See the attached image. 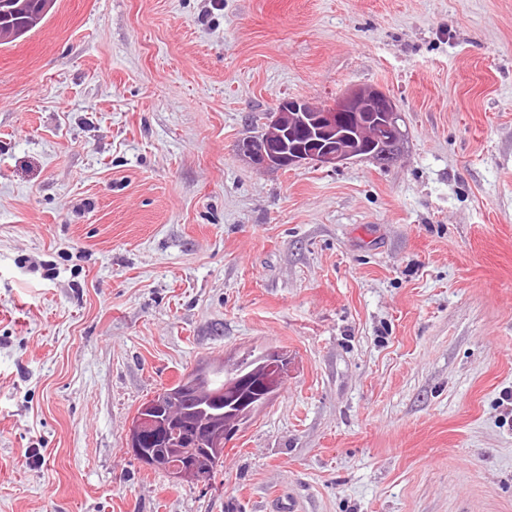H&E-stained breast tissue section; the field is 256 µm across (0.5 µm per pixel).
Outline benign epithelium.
Here are the masks:
<instances>
[{
    "instance_id": "1",
    "label": "benign epithelium",
    "mask_w": 512,
    "mask_h": 512,
    "mask_svg": "<svg viewBox=\"0 0 512 512\" xmlns=\"http://www.w3.org/2000/svg\"><path fill=\"white\" fill-rule=\"evenodd\" d=\"M347 112H377L374 123H381L394 137L403 133L402 113L391 98L380 88L372 85L353 86L347 89L334 104L316 106L303 99L281 100L262 122L261 130L244 139L238 146L239 156L247 164L267 170H283L300 165L337 170L351 161H371L388 165L394 161L385 154L381 161L377 153L360 148L355 135L338 133L342 118ZM316 132L304 149L288 151L283 135L294 124ZM265 371L261 374L230 373L226 377L225 389L233 393L230 408L224 411V428L206 426L192 419L172 422L164 417L166 395H155L141 405L136 418L128 427L126 447L130 454L147 467L157 465L156 460L145 452L148 443H159L173 450L171 456L181 459L177 465L169 466L172 478L190 480L202 484L207 481L205 469L186 457V450L199 448L205 453L219 451L230 443L244 428L245 421L253 412L257 401L266 404L288 382L291 361L277 349L265 353Z\"/></svg>"
}]
</instances>
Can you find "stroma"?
<instances>
[{"label": "stroma", "mask_w": 512, "mask_h": 512, "mask_svg": "<svg viewBox=\"0 0 512 512\" xmlns=\"http://www.w3.org/2000/svg\"><path fill=\"white\" fill-rule=\"evenodd\" d=\"M353 85L393 165L239 157ZM264 347L292 372L212 484L128 453ZM510 393L512 0H57L0 47V512H512Z\"/></svg>", "instance_id": "stroma-1"}]
</instances>
